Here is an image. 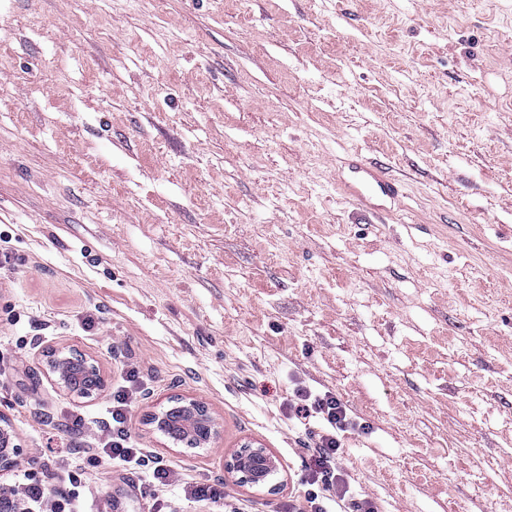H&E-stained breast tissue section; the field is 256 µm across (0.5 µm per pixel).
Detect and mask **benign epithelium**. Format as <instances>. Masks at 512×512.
I'll return each instance as SVG.
<instances>
[{"instance_id": "1", "label": "benign epithelium", "mask_w": 512, "mask_h": 512, "mask_svg": "<svg viewBox=\"0 0 512 512\" xmlns=\"http://www.w3.org/2000/svg\"><path fill=\"white\" fill-rule=\"evenodd\" d=\"M44 357L46 374L78 398L90 397L104 385L98 366L75 350H50L44 352ZM153 424L174 444L188 448L207 447L220 433L205 406L194 399H181L173 407L155 414ZM19 456L20 447L13 443L10 423L0 417V474L12 470ZM229 467L252 487H266L271 492L279 487L278 464L262 447L243 444Z\"/></svg>"}]
</instances>
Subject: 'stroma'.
<instances>
[{"label":"stroma","instance_id":"obj_1","mask_svg":"<svg viewBox=\"0 0 512 512\" xmlns=\"http://www.w3.org/2000/svg\"><path fill=\"white\" fill-rule=\"evenodd\" d=\"M350 153L402 185L386 211ZM1 253L0 488L69 453L82 512H288L303 387L346 406L378 512H512V0H0ZM62 348L102 390L47 376ZM130 364L131 439L182 484L91 460ZM176 397L215 447L151 429ZM248 442L279 490L228 471ZM348 167L355 177L343 182L344 190L361 210L376 212L381 209L382 202L395 201L401 196L400 184L382 166L364 164L351 156ZM43 356L46 374L71 395L87 398L104 385L98 366L76 350H68L67 353L50 350L45 351ZM91 374L97 379L93 389L87 387V379ZM187 419L200 422L204 429L201 433L193 430H176L178 421ZM153 424L156 429L169 437L173 444L184 445L188 448L210 447L220 433L214 418L204 405L194 399H180L173 407L155 413ZM0 476L3 472L11 471L20 456V447L13 443L10 423L0 417ZM2 423L4 425H2Z\"/></svg>","mask_w":512,"mask_h":512}]
</instances>
